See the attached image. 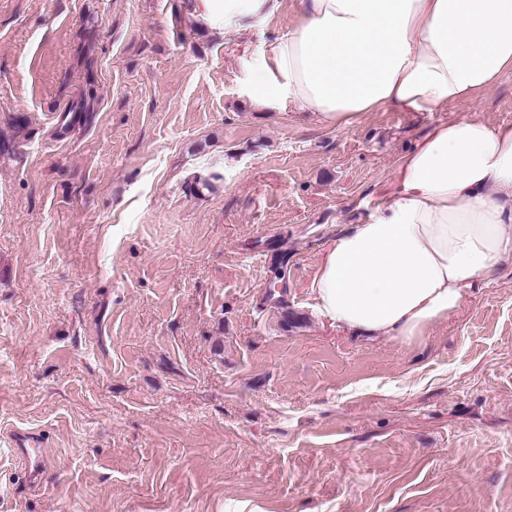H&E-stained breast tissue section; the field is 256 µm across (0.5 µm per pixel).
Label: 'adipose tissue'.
I'll return each mask as SVG.
<instances>
[{"instance_id":"adipose-tissue-1","label":"adipose tissue","mask_w":512,"mask_h":512,"mask_svg":"<svg viewBox=\"0 0 512 512\" xmlns=\"http://www.w3.org/2000/svg\"><path fill=\"white\" fill-rule=\"evenodd\" d=\"M281 0H197L246 29ZM298 21L250 94L344 130L384 108L436 112L512 72V0H298ZM397 189L327 249L316 307L336 327L410 340L457 311L512 256V125H435L400 160Z\"/></svg>"}]
</instances>
